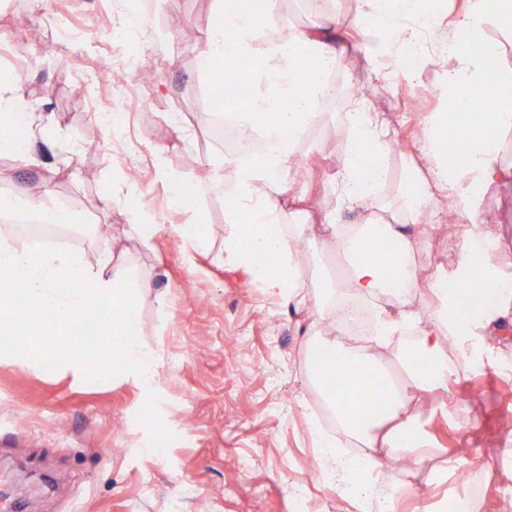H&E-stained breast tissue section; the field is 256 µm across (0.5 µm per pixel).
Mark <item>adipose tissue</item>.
Returning a JSON list of instances; mask_svg holds the SVG:
<instances>
[{
    "mask_svg": "<svg viewBox=\"0 0 512 512\" xmlns=\"http://www.w3.org/2000/svg\"><path fill=\"white\" fill-rule=\"evenodd\" d=\"M442 2L355 0L351 24L363 36L362 51L370 57L395 58L397 74L404 81H418L422 61L431 56L454 60L441 86L451 109L431 113L427 120L423 138L431 177L407 182L394 222L383 224L368 220L367 215L380 206L377 185L386 174L389 134L367 108L345 113L350 133L348 163L337 182L336 207L325 211L323 222L327 245L345 260V275L338 281H323L303 304L297 300L299 267L294 244L309 239L310 227L288 220L281 196L297 181L296 153L320 121L322 101L336 93L327 73L336 66L338 52L324 36L326 29L336 26V16L322 12L313 33L287 27L280 0H260L256 13L235 10L231 0H226L205 32L198 58L199 72L209 76L218 61L254 62L246 76L252 96L246 105L236 106L229 118L242 133L270 140L274 158L231 163L244 221L228 228L226 258L283 307L305 305L315 329L305 346L320 351L323 357L322 369H310L308 378L319 388L353 453H339L335 439L317 430L312 433L313 441L321 458L331 464L339 490L368 494L380 502L391 500L402 481L400 472L387 469L386 449H397L400 456L415 463L430 455L429 443L418 429L424 397L446 392L459 380L456 359L474 345L488 319L512 304V289L504 287L497 265L474 270L473 254L485 243L484 238L474 237L467 241L448 276L455 287L452 304L428 308L422 315L408 308L419 273L405 226L420 223L444 198L455 214L480 218L483 188L512 175V167L500 159V136L512 129V102L488 113L469 111L467 103L474 88L489 83L502 89L512 87V71L490 69V60L499 57V47L487 37L493 22L512 23V0H464L462 11L452 17L442 9ZM272 108L277 111L274 123L258 128L260 112ZM449 127L454 128L465 154L464 162L454 167L440 157V133ZM343 209L363 213L364 221L352 226L337 223L336 213ZM19 210L52 224L81 221L74 212L47 207L33 197H0L1 214ZM376 237L397 242L395 262L402 269L400 279L388 277L384 263L370 254L369 245ZM151 287V281L133 278L113 247L100 250L90 262L54 246L35 247L23 239L1 237L0 358L14 356V338L24 328L30 307L42 310L61 328L81 314L108 311L111 324L100 329L95 350L83 351L77 366L93 364L99 353L106 351L121 356L133 375L143 377L153 368L155 358L141 348V330L130 309ZM348 299L374 307L373 351L353 352L320 333L321 328L342 323L343 303ZM411 327L416 330L415 350L427 365L421 368L399 357L404 372L399 381L378 351L400 340ZM352 360L368 373L386 378L389 395L382 411L366 412L353 394L327 386V376L343 372Z\"/></svg>",
    "mask_w": 512,
    "mask_h": 512,
    "instance_id": "ef3b65f1",
    "label": "adipose tissue"
}]
</instances>
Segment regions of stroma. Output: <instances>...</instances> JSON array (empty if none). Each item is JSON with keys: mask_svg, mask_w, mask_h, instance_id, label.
Segmentation results:
<instances>
[{"mask_svg": "<svg viewBox=\"0 0 512 512\" xmlns=\"http://www.w3.org/2000/svg\"><path fill=\"white\" fill-rule=\"evenodd\" d=\"M125 0H0V71L20 78L19 92L41 114L45 134L33 140L45 162L24 169L0 154V195L53 193L47 206L79 213L98 233L64 229L50 245L93 260L112 240L137 276L150 279L133 316L142 344L153 351L151 383L124 366L106 377L75 371L69 350L45 370L38 338L24 339L25 355L0 362V473L9 474L14 500L32 512H297L299 502L321 512H364L365 502L323 483L308 420L321 411L309 382L305 330L248 275L227 263L224 237L237 211L230 180L200 177L224 154L211 126L214 81L197 74L203 33L215 0H148L137 25L143 66L156 81L135 93L92 85L93 69L117 65L108 35L126 16ZM71 11L87 36L64 40L49 21L53 9ZM289 27L312 28L319 12L340 20L328 34L340 64L332 81L357 85L389 128L392 150L379 189L384 209L397 212L402 186L421 164L417 144L430 113L445 109L438 90L442 66L425 65L418 83L383 71L357 47L350 27L352 0H281ZM344 95L325 99L321 122L299 148L307 175L299 181L308 209L334 193L346 162ZM168 176L160 178L157 166ZM179 183L184 206L170 204ZM130 184L132 196H112ZM112 207L101 211V200ZM484 210L498 217L491 230L500 243L492 254L512 280V183L484 191ZM147 224L148 247L124 237L132 216ZM199 225L206 250L192 248L175 231ZM422 278L456 266L462 242H449L430 225L412 228ZM493 344L481 366H466L442 399L428 395L419 420L437 452L410 467L395 495L393 512H443L456 487L449 462L457 449L470 464L465 495L479 512H512V310L485 330Z\"/></svg>", "mask_w": 512, "mask_h": 512, "instance_id": "stroma-1", "label": "stroma"}]
</instances>
